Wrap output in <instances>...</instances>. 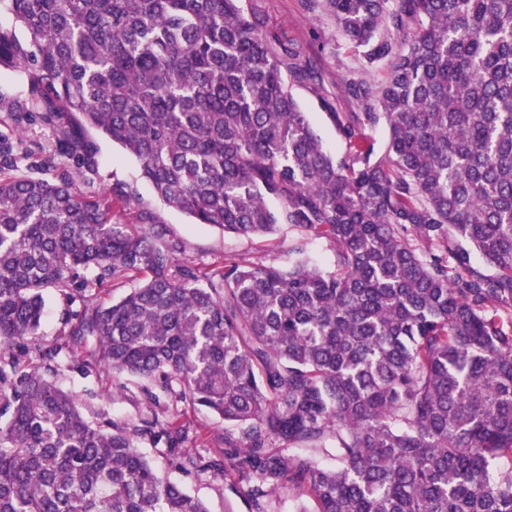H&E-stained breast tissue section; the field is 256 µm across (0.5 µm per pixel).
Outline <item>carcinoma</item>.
Wrapping results in <instances>:
<instances>
[{
	"label": "carcinoma",
	"instance_id": "cac0c4a2",
	"mask_svg": "<svg viewBox=\"0 0 512 512\" xmlns=\"http://www.w3.org/2000/svg\"><path fill=\"white\" fill-rule=\"evenodd\" d=\"M0 2L30 35L0 27V69H23L45 120L69 115L65 154L86 159L94 130L196 224L297 231L286 267L198 265L149 210L121 224L65 174L0 179V512H208L135 444L188 439L179 415L95 427L47 377L63 358L235 425L224 459L175 460L248 485L256 512L284 484L296 512H512V0H324L388 67L345 84L363 111L332 113L341 158L284 75L312 71L242 0ZM381 118L375 160L359 127ZM48 288L81 303L53 344Z\"/></svg>",
	"mask_w": 512,
	"mask_h": 512
}]
</instances>
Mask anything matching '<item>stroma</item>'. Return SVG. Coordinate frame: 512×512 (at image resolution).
Segmentation results:
<instances>
[{"instance_id":"35a3bbf8","label":"stroma","mask_w":512,"mask_h":512,"mask_svg":"<svg viewBox=\"0 0 512 512\" xmlns=\"http://www.w3.org/2000/svg\"><path fill=\"white\" fill-rule=\"evenodd\" d=\"M242 6L246 15L257 17L267 31L295 47L300 53V63L312 67L313 80L290 82V90L307 112L324 148L332 155L344 156L347 144L339 135L332 115L360 109L358 102L346 93L344 83L364 79L380 84L385 78L384 68L364 69L360 53L325 11L323 0H243ZM65 121L62 114L56 115L53 121H45L32 104L25 74L1 69L0 138L12 143L15 165L1 169L0 176L50 178L64 171L85 196L93 199L130 185L136 188L137 198L128 205V212L153 211L170 236L181 241L183 256L190 262L207 264L228 255H242L265 265L287 263L293 230L285 227L272 237L249 240L192 223L185 213L160 202L141 178L136 160L101 135L94 132L89 135L93 144L89 163L64 155L54 127ZM45 299L39 339L52 343L68 332L74 306L55 288L46 290ZM52 379L61 389L76 395L84 415L94 423L109 419L133 427L142 425L152 410L167 407L178 412L191 426L186 449L207 460L218 456L224 446V435L231 430L229 424L209 411L177 401L154 379L123 377L116 381L99 371L84 373L66 367L53 374ZM138 447L160 473L200 498L209 512H254L250 497L241 489L229 486L223 477L209 471L190 472L176 467L167 437L139 438Z\"/></svg>"}]
</instances>
